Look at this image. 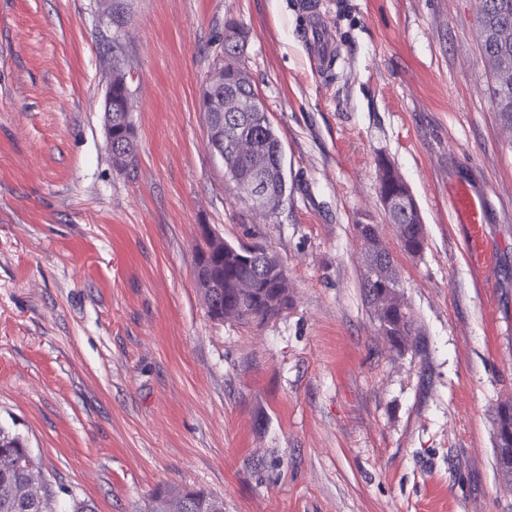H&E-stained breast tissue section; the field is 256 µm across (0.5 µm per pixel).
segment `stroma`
I'll return each instance as SVG.
<instances>
[{
    "mask_svg": "<svg viewBox=\"0 0 512 512\" xmlns=\"http://www.w3.org/2000/svg\"><path fill=\"white\" fill-rule=\"evenodd\" d=\"M0 0V429L58 512H146L162 485L224 512H512L494 418L512 403V136L478 0H321L339 59L311 63L299 0ZM282 144L273 214L236 197L200 107L224 24ZM131 71L138 148L112 163L104 54ZM408 183L426 247L402 251L376 179ZM480 202L467 223L458 192ZM260 236L286 309L212 320L202 225ZM378 224L425 350L397 352L360 288Z\"/></svg>",
    "mask_w": 512,
    "mask_h": 512,
    "instance_id": "stroma-1",
    "label": "stroma"
}]
</instances>
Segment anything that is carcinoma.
Masks as SVG:
<instances>
[{"label":"carcinoma","instance_id":"carcinoma-1","mask_svg":"<svg viewBox=\"0 0 512 512\" xmlns=\"http://www.w3.org/2000/svg\"><path fill=\"white\" fill-rule=\"evenodd\" d=\"M508 5L512 18V0H479L480 47L486 63L503 57L512 61V40L500 41L495 31L487 30L498 15V5ZM249 39L246 28L234 21L224 27V78L228 89L244 95L255 93L254 84L236 79L232 66L242 65L241 57ZM492 97L502 128L512 129V90L504 92L498 83L491 85ZM237 121L236 135L250 139L259 153L265 172L262 179L279 199L288 192V181L278 178L283 167L281 141L273 128L266 109L249 112ZM120 132L113 140L129 148L127 161H132L136 150V135L131 118L119 124ZM224 167L234 189L246 185L254 177L251 158L234 153L229 137H224ZM379 193L397 194L407 188L394 167L385 160L378 162ZM391 224L400 229L401 249L410 255H420L426 245L422 224H409L405 216L395 213ZM370 245L360 272L364 299L372 311L379 329L397 350H418L420 328L413 319L405 299L389 307L378 306L380 297L390 291L400 292L399 270L385 243L380 226L368 224L363 234ZM263 244L233 245L224 243V257L213 255L202 260L205 268L221 277L224 287L215 291V298H205L209 316L217 321L233 315L242 322L263 320L271 315V303H288V294L279 292L288 286V269L276 256H268ZM496 465L503 479L512 481V404L498 408L495 418ZM41 473L31 452L17 436L0 431V512H55L53 493L49 485L37 498L30 496L29 484L34 474ZM150 512H224V500L200 489L187 486H165L152 491Z\"/></svg>","mask_w":512,"mask_h":512}]
</instances>
